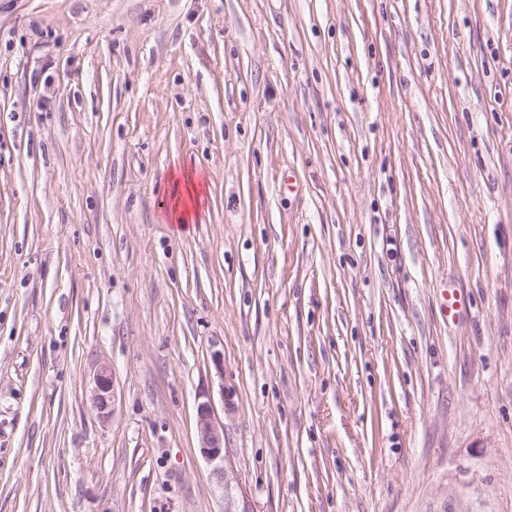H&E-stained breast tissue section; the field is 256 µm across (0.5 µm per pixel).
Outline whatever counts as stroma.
<instances>
[{
    "mask_svg": "<svg viewBox=\"0 0 512 512\" xmlns=\"http://www.w3.org/2000/svg\"><path fill=\"white\" fill-rule=\"evenodd\" d=\"M0 512H512V0H0ZM92 400L94 407L102 418H109L114 410V382L111 368L102 365L94 377ZM196 437L200 452L211 461H224V425L219 423L205 395L196 403Z\"/></svg>",
    "mask_w": 512,
    "mask_h": 512,
    "instance_id": "stroma-1",
    "label": "stroma"
}]
</instances>
